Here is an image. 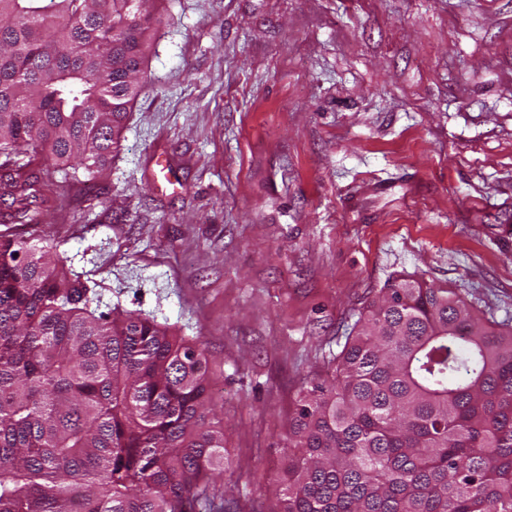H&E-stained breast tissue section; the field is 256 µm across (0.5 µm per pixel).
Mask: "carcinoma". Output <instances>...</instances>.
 Listing matches in <instances>:
<instances>
[{"label":"carcinoma","mask_w":512,"mask_h":512,"mask_svg":"<svg viewBox=\"0 0 512 512\" xmlns=\"http://www.w3.org/2000/svg\"><path fill=\"white\" fill-rule=\"evenodd\" d=\"M151 0H0V223L112 162ZM0 234V512H237L201 336L94 305L50 232ZM271 512H512V327L412 277L360 313L288 423Z\"/></svg>","instance_id":"carcinoma-1"}]
</instances>
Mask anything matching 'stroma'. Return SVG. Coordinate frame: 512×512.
<instances>
[{"label": "stroma", "mask_w": 512, "mask_h": 512, "mask_svg": "<svg viewBox=\"0 0 512 512\" xmlns=\"http://www.w3.org/2000/svg\"><path fill=\"white\" fill-rule=\"evenodd\" d=\"M153 8L121 150L43 224L101 305L204 337L217 485L268 510L302 386L390 278L512 322V0Z\"/></svg>", "instance_id": "1"}]
</instances>
